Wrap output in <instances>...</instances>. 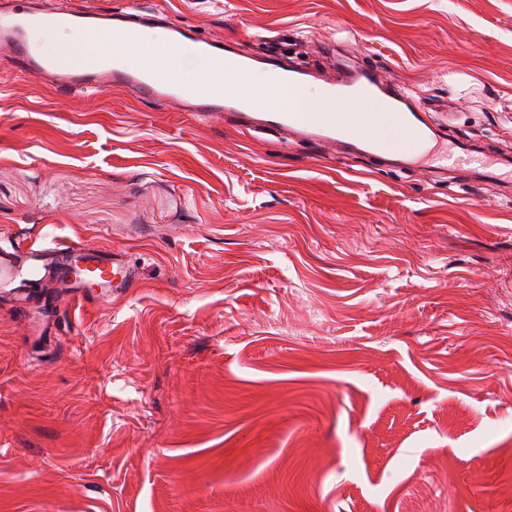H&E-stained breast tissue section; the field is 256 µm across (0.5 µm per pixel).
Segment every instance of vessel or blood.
<instances>
[{"instance_id": "obj_1", "label": "vessel or blood", "mask_w": 512, "mask_h": 512, "mask_svg": "<svg viewBox=\"0 0 512 512\" xmlns=\"http://www.w3.org/2000/svg\"><path fill=\"white\" fill-rule=\"evenodd\" d=\"M159 18L147 6L129 12L103 11L86 6L62 12L42 8L39 0H13L0 8V61H7L10 72L21 78L46 81L59 94L101 88H119L142 101L197 112L205 117L236 116L242 125L256 123L258 129L286 133L324 147L329 153L362 152L382 158L390 152L375 131L348 128L341 110L355 109L362 97L384 96L400 134L422 150L437 138L440 126L416 100L387 82L378 67L357 62L350 67L322 75L327 111L290 112L283 108L262 112L258 121L248 116L250 105L243 99L194 85L177 74L159 76L143 67H130L112 60L73 63L41 53L31 41V32L45 26H67L88 30H118L130 33ZM164 31L172 46L222 64L226 48L221 39L201 35L196 26L168 24ZM19 240L0 246V285L12 286L14 299L30 304V296L18 289V282L38 272H45L60 287L70 289L82 303L90 304L102 296L119 294L134 288L137 279L131 265L114 252L92 247L82 241L58 243L31 251L26 263H18Z\"/></svg>"}]
</instances>
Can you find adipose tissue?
Masks as SVG:
<instances>
[{
  "mask_svg": "<svg viewBox=\"0 0 512 512\" xmlns=\"http://www.w3.org/2000/svg\"><path fill=\"white\" fill-rule=\"evenodd\" d=\"M40 37L47 50L56 55L83 63L111 59L128 66L148 67L162 76L176 73L192 83L243 96L261 109L288 107L295 112L322 109L320 89L289 84L269 71H239L232 57L225 58L222 67L211 66L191 52L174 49L158 30L141 29L128 36L112 31L48 29Z\"/></svg>",
  "mask_w": 512,
  "mask_h": 512,
  "instance_id": "1",
  "label": "adipose tissue"
}]
</instances>
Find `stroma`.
<instances>
[{
    "mask_svg": "<svg viewBox=\"0 0 512 512\" xmlns=\"http://www.w3.org/2000/svg\"><path fill=\"white\" fill-rule=\"evenodd\" d=\"M147 3L347 50L493 180L0 71V236L137 273L0 292V512H512V0Z\"/></svg>",
    "mask_w": 512,
    "mask_h": 512,
    "instance_id": "1",
    "label": "stroma"
}]
</instances>
